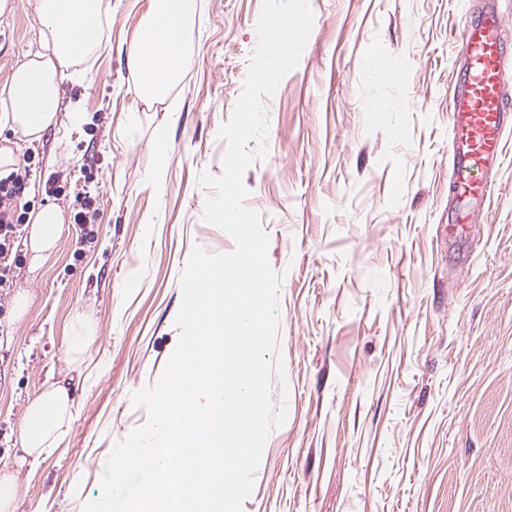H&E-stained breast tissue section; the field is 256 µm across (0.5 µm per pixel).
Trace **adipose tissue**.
Segmentation results:
<instances>
[{
  "label": "adipose tissue",
  "instance_id": "adipose-tissue-1",
  "mask_svg": "<svg viewBox=\"0 0 512 512\" xmlns=\"http://www.w3.org/2000/svg\"><path fill=\"white\" fill-rule=\"evenodd\" d=\"M197 0H149L145 16L128 50L127 63L137 76L142 100L167 98L185 65L184 46ZM41 22L38 38L28 59L10 80L0 86V103L10 106L0 121L25 140L40 139L53 125L64 136L81 132L84 115L72 102L67 123H59L60 84L80 81V63L103 47L101 30L104 0H36ZM28 247L30 268L38 270L64 232L63 213L46 206L30 212ZM73 401L66 385L51 384L27 405L13 463L0 467V512H15L19 499V474L24 466H37L57 448L69 426Z\"/></svg>",
  "mask_w": 512,
  "mask_h": 512
}]
</instances>
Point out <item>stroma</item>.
Instances as JSON below:
<instances>
[{
  "mask_svg": "<svg viewBox=\"0 0 512 512\" xmlns=\"http://www.w3.org/2000/svg\"><path fill=\"white\" fill-rule=\"evenodd\" d=\"M149 0H104L112 44L83 62L80 139L49 130L35 157L32 209L65 230L38 272L0 290V460L48 379L76 401L57 449L26 478L16 512H83L114 445L146 423L131 395L162 376L179 337L181 274L194 248L233 249L203 219L220 175L218 137L258 41L262 0H198L185 67L165 102L144 103L127 50ZM484 0H311L297 67L265 101L268 155L243 181L262 214L278 302L283 378L272 431L243 512H512V129L496 193L461 220L448 157L452 34ZM0 17V85L27 59L35 0ZM399 70L379 78L372 62ZM162 171L160 191L147 181ZM69 183L45 193L48 178ZM96 198L93 223L72 217ZM33 301L15 317L13 300ZM97 339L68 354L76 319Z\"/></svg>",
  "mask_w": 512,
  "mask_h": 512,
  "instance_id": "obj_1",
  "label": "stroma"
}]
</instances>
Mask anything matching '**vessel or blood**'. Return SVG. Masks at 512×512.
I'll use <instances>...</instances> for the list:
<instances>
[{
  "instance_id": "obj_1",
  "label": "vessel or blood",
  "mask_w": 512,
  "mask_h": 512,
  "mask_svg": "<svg viewBox=\"0 0 512 512\" xmlns=\"http://www.w3.org/2000/svg\"><path fill=\"white\" fill-rule=\"evenodd\" d=\"M502 27V15L490 7L456 34L464 63L454 91L448 155L455 195L471 217L479 214L495 194V184L485 172L500 160L504 135L512 127V111L504 97L512 58L498 36Z\"/></svg>"
}]
</instances>
